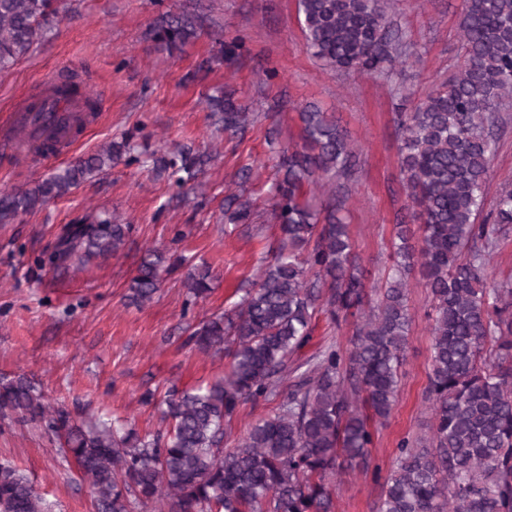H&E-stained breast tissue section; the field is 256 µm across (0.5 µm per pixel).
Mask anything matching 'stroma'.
<instances>
[{
  "mask_svg": "<svg viewBox=\"0 0 512 512\" xmlns=\"http://www.w3.org/2000/svg\"><path fill=\"white\" fill-rule=\"evenodd\" d=\"M190 2L59 0L58 30L0 73V120L41 90L42 78L52 72L76 73L100 98L96 124L63 152L18 166L0 151V191L37 180L129 134L147 154L185 145L202 151L213 143L224 151L223 162L201 175L200 186L179 203L169 178L156 176L151 163L121 164L22 220L0 224V377L27 376L55 405L106 412L135 422L142 432L163 427L155 406L142 402L145 391L161 396L223 374V359L186 345L187 328L233 310L280 239L278 225L264 218L254 233L224 222L221 204L227 190L240 184L239 170L253 167L246 192L258 211L269 212L276 157L301 143L300 109L314 103L333 113L358 152L354 174L343 187L353 248L366 290L381 288L397 224L421 229L400 172L398 115L463 63L464 0H391L389 15L413 51L397 74L410 95L406 101L372 75L333 72L307 54L297 0H209L214 27L174 55L147 38L161 14L181 12ZM238 38L244 39L245 52L235 66L187 81L220 43ZM226 87L249 111L264 115L234 139L216 130L205 103ZM494 140L486 186L490 203L502 185L512 184V111L501 113ZM92 210L128 222L126 258L94 261L64 274L39 269L34 258L52 245L60 227ZM177 225L185 233L179 241L172 232ZM153 247L166 252L168 271L153 303L140 309L126 295L141 257ZM202 263L215 276L213 290L185 307L183 281ZM407 289L412 321L399 396L387 422L375 425L371 450L384 477L393 468L398 441L427 435L433 422L423 396L430 370L431 295L416 273ZM1 462L24 471L52 512H95L74 464L34 425L0 419ZM379 493L371 475L344 470L336 477V512H375Z\"/></svg>",
  "mask_w": 512,
  "mask_h": 512,
  "instance_id": "1",
  "label": "stroma"
}]
</instances>
